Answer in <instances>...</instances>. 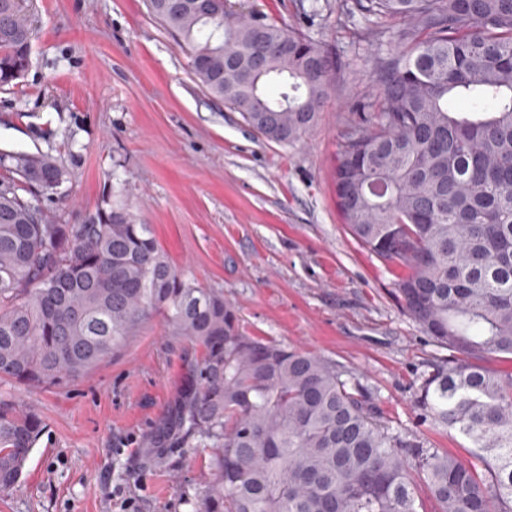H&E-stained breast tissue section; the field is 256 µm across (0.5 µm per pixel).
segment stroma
I'll return each instance as SVG.
<instances>
[{"mask_svg":"<svg viewBox=\"0 0 512 512\" xmlns=\"http://www.w3.org/2000/svg\"><path fill=\"white\" fill-rule=\"evenodd\" d=\"M341 59L330 105L300 143L280 144L195 80L189 57L145 0H33L24 76L0 88V154L54 157L69 172L37 198L61 224L103 201L150 225L195 287L222 293L253 336L332 359L371 389L382 420L427 448L472 460L456 430L421 421L423 374L445 365L397 295L402 269L353 239L336 205L343 120L377 101L373 64L390 51L387 18L332 4L315 24L299 0H243ZM200 350L170 340L164 314L83 375L50 387L0 382V399L37 411L43 431L0 512H197L208 448L150 457V438Z\"/></svg>","mask_w":512,"mask_h":512,"instance_id":"35a3bbf8","label":"stroma"}]
</instances>
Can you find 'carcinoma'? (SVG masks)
<instances>
[{
  "label": "carcinoma",
  "mask_w": 512,
  "mask_h": 512,
  "mask_svg": "<svg viewBox=\"0 0 512 512\" xmlns=\"http://www.w3.org/2000/svg\"><path fill=\"white\" fill-rule=\"evenodd\" d=\"M213 97L279 143L301 141L335 65L297 28L227 0H148ZM349 12L401 21L376 61L378 111L340 137L353 170L338 206L352 237L405 270L407 313L455 353L422 377L420 416L452 428L471 461L381 423L368 388L336 363L249 335L224 296L192 286L148 224L99 207L59 224L21 184L51 197L67 171L43 154L0 155V381L56 385L98 365L152 313L201 350L152 447L210 448L198 512H512V0H352ZM24 0H0V86L30 54ZM293 50L284 56L278 46ZM267 67L251 72L257 49ZM42 431L0 400V491L14 488Z\"/></svg>",
  "instance_id": "cac0c4a2"
}]
</instances>
